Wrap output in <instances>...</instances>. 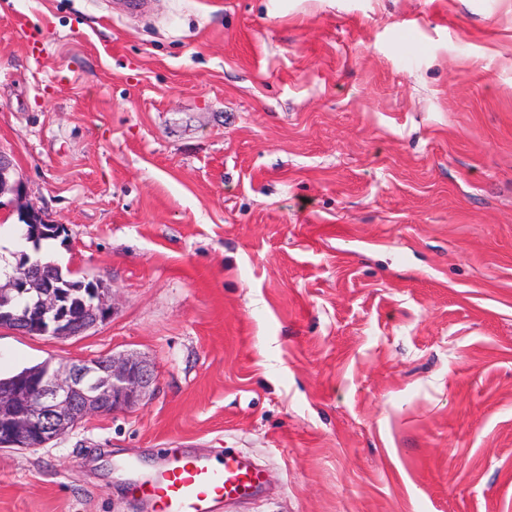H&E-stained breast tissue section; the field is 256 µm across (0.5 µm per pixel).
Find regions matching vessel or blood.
Wrapping results in <instances>:
<instances>
[{"mask_svg":"<svg viewBox=\"0 0 512 512\" xmlns=\"http://www.w3.org/2000/svg\"><path fill=\"white\" fill-rule=\"evenodd\" d=\"M264 474L244 457L225 452L220 464L178 451L167 453L164 465L141 484L158 512H216L219 505L253 494Z\"/></svg>","mask_w":512,"mask_h":512,"instance_id":"obj_1","label":"vessel or blood"}]
</instances>
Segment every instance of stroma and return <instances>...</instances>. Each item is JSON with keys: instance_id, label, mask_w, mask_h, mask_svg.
I'll list each match as a JSON object with an SVG mask.
<instances>
[{"instance_id": "stroma-1", "label": "stroma", "mask_w": 512, "mask_h": 512, "mask_svg": "<svg viewBox=\"0 0 512 512\" xmlns=\"http://www.w3.org/2000/svg\"><path fill=\"white\" fill-rule=\"evenodd\" d=\"M0 0V240L107 288L0 373L137 354L141 404L0 449V512H154L122 470L265 472L221 512H512V0Z\"/></svg>"}]
</instances>
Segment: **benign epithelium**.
I'll list each match as a JSON object with an SVG mask.
<instances>
[{
    "label": "benign epithelium",
    "instance_id": "1",
    "mask_svg": "<svg viewBox=\"0 0 512 512\" xmlns=\"http://www.w3.org/2000/svg\"><path fill=\"white\" fill-rule=\"evenodd\" d=\"M10 158L0 150V190L9 183ZM44 278L42 268L23 254H17L14 283L21 289H34ZM96 304L79 316L60 310L52 291H38L40 306L35 316V332L54 337L80 335L105 322L110 309L104 289L92 288ZM155 381L151 362L129 354L82 359L55 368L38 377H21L0 389V432L31 447H42L76 428L93 415H104L131 408L149 398Z\"/></svg>",
    "mask_w": 512,
    "mask_h": 512
}]
</instances>
